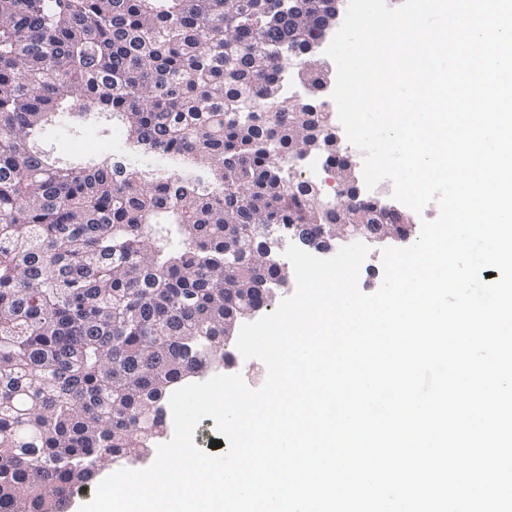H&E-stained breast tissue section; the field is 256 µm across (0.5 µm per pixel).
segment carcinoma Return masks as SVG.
I'll use <instances>...</instances> for the list:
<instances>
[{"label":"carcinoma","mask_w":512,"mask_h":512,"mask_svg":"<svg viewBox=\"0 0 512 512\" xmlns=\"http://www.w3.org/2000/svg\"><path fill=\"white\" fill-rule=\"evenodd\" d=\"M303 2L294 21L282 0H0V512H65L92 463L150 453L173 390L232 361L226 324L280 278L252 260L255 225L325 241L336 216L280 163L310 148L349 166L319 95L281 90L332 8ZM62 124H119L206 182L63 155ZM346 201L349 223H387L379 200Z\"/></svg>","instance_id":"obj_1"}]
</instances>
